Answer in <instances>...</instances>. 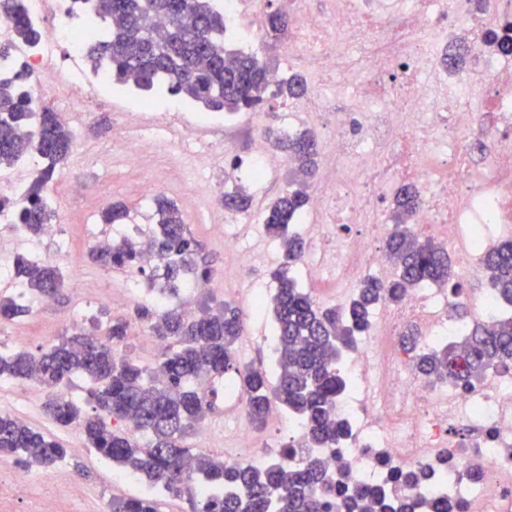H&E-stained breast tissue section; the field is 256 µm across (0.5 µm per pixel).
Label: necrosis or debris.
<instances>
[{
    "mask_svg": "<svg viewBox=\"0 0 512 512\" xmlns=\"http://www.w3.org/2000/svg\"><path fill=\"white\" fill-rule=\"evenodd\" d=\"M31 16L49 24L41 45L25 57L40 84L50 90L81 81L84 101L98 78L79 67L83 38L68 14L70 0H27ZM291 38L288 60L322 76L362 79L348 91L326 88L302 98L306 111L324 116L330 143L324 187L311 206L335 210L345 233L334 251L317 248L320 224L301 230L314 246L301 265L322 288L380 272L388 261L382 242L387 225L377 223L388 170L413 183L421 205L413 222L435 230L452 248L459 273L480 274L486 250L512 237V53L490 43L489 31L512 36V0H333L331 15H315L288 0ZM444 34L431 48L430 32ZM464 45L484 76L480 95L470 73L443 62L446 49ZM356 47L351 59L347 47ZM452 301L442 288L409 289L399 304H381L372 333L346 362L351 396L336 409L351 425L342 446L321 449L330 481L380 485L392 499L431 512L436 501L448 512H512V368L487 374L474 388L432 384L410 366L399 336L418 326L420 344L432 349L457 335L448 316ZM224 418L236 425L228 465L244 463L255 447L233 378H225ZM427 472L425 482L394 481V472Z\"/></svg>",
    "mask_w": 512,
    "mask_h": 512,
    "instance_id": "obj_1",
    "label": "necrosis or debris"
}]
</instances>
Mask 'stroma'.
Listing matches in <instances>:
<instances>
[{
  "label": "stroma",
  "mask_w": 512,
  "mask_h": 512,
  "mask_svg": "<svg viewBox=\"0 0 512 512\" xmlns=\"http://www.w3.org/2000/svg\"><path fill=\"white\" fill-rule=\"evenodd\" d=\"M227 42L230 48L257 53L279 76L290 72L281 54L282 43L267 35L262 15H245L233 20ZM142 99V94L105 84L94 100L89 119L74 126L73 151L61 168L52 192L56 235L28 238L20 247L25 254L35 249L51 253L60 241H68L71 253L59 260L66 286L50 306L34 308L29 314L11 321L0 320V345L13 347L12 332L18 326L28 327L29 333L21 345L34 353L70 334L73 327H93L102 334L107 328V316L133 318L136 301L125 297L123 287L126 280L135 279V272L93 264L84 247L88 232L116 236L123 230L122 225L103 223L102 210L95 202L96 195L102 193L109 194L112 201L126 204L131 224L146 232L154 228L155 196L164 195L177 205L213 269L208 287L186 294V302L193 307L224 301L239 305L248 289L273 288L271 273L282 262L281 241L267 231L262 215L269 203L287 189L293 176L292 168L283 154L270 149L273 177L260 186L252 180L247 168L238 166L237 160L251 151L253 135L265 128L289 134L306 128L321 142L325 139L322 127L312 120L303 124L293 121L279 99L267 101L257 112L229 114L205 110L203 104L191 100L173 98L169 101L171 107L186 112L203 111L209 118L207 125L199 127L196 142L179 151L177 163H170L167 154L160 150L147 158L141 170L104 163V156L112 154L115 148L114 137L128 109ZM146 180L154 184V193L149 197L140 191ZM73 181L86 186L85 195L74 197L68 193L67 187ZM236 186L243 188L252 199L247 213L238 214L224 208L223 193ZM215 224L230 226L237 239V249L254 256L255 262L250 268L236 270L232 251L212 233L211 227ZM271 325L272 313L268 310L245 318L244 333L251 341L238 348L241 363L271 364L274 355ZM9 392L10 400L0 405V412H10L15 402L29 403L31 427L65 447L81 449V456L70 457L69 462L75 480L86 492L89 508L111 512L113 499L148 494L149 488L140 478L112 466L93 450L85 448L79 426L62 427L54 423L44 408L48 389L13 380L9 383Z\"/></svg>",
  "instance_id": "obj_1"
}]
</instances>
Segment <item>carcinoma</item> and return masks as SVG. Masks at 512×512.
I'll use <instances>...</instances> for the list:
<instances>
[{
    "instance_id": "cac0c4a2",
    "label": "carcinoma",
    "mask_w": 512,
    "mask_h": 512,
    "mask_svg": "<svg viewBox=\"0 0 512 512\" xmlns=\"http://www.w3.org/2000/svg\"><path fill=\"white\" fill-rule=\"evenodd\" d=\"M72 2L75 13L97 30V36L85 44L87 57L93 67L104 68L121 85L189 98L229 113L253 112L269 97L288 100L304 92L298 73L269 89L267 63L254 53L229 48L224 10L209 0ZM154 18L169 22L158 36L148 28ZM0 19L9 24L13 37L0 45L1 59L14 56L18 43L35 46L41 41L40 27L30 17L25 0H0ZM287 25L279 10L264 17L271 37ZM30 76L27 64L16 60L10 72L0 76V170L26 155L38 158L36 176L24 190V205L12 211L13 223L34 238L54 221L50 190L74 135L60 113L23 89L22 81ZM275 145L295 169L293 188L272 201L263 215L268 232L280 238L283 247V262L271 274L276 282L270 305L276 332V383H271L266 368L238 361L243 311L231 302L215 308L207 305L196 316L178 305L160 309L151 303L137 304V318L149 323L157 339L170 342L152 364L116 355L115 347L127 336L126 321L116 319L104 338L79 331L38 354L0 351V378L27 380L54 391L45 407L57 424L82 421L87 447L170 497L187 499L191 512H332L336 498L346 512H411L407 504L390 507L379 487L327 482L317 456L301 465L290 462L291 442L270 462L228 467L186 444L211 410L193 381L233 370L251 424L263 425L277 405L300 420L310 447H338L350 437L348 423L336 415V401L349 387L343 351L355 349L358 339L371 330L373 311L382 303H398L405 289L420 285L438 284L455 298L461 294L447 249L413 233L412 217L420 196L406 184L393 198L395 229L385 241L386 255L395 266L393 276H366L345 306L320 307L291 274L304 254V242L289 233L310 200L306 179L314 174L317 141L302 131L275 137ZM223 201L224 207L238 212L250 207L249 196L237 188L224 192ZM154 204L158 220L151 241L164 279L158 292L177 298L187 280L209 281L212 271L197 264L198 243L187 233L178 207L163 196ZM128 217L127 207L114 203L103 220L120 224ZM137 249V244L123 239L90 251L89 258L104 267H130L138 262ZM484 268L489 273L488 289L501 310L496 322L464 321L461 341L428 352L422 350L417 333L403 334V349L413 366L434 384L450 381L466 390L485 375L512 365V239L489 248ZM11 277L26 291L0 301V316L6 319L27 314L28 297H52L64 287L58 265L30 256L16 258ZM76 375L94 384L90 414L79 400L56 393ZM129 421L144 440L127 431ZM67 455L61 443L10 414H0L1 459L20 456L26 464L36 463L47 471ZM112 512H160V503L154 495L114 499Z\"/></svg>"
}]
</instances>
